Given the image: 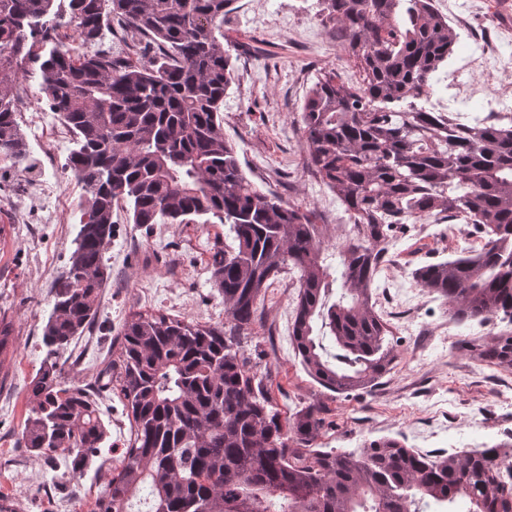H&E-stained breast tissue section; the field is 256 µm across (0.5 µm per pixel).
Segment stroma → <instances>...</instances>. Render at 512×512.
I'll list each match as a JSON object with an SVG mask.
<instances>
[{"instance_id":"stroma-1","label":"stroma","mask_w":512,"mask_h":512,"mask_svg":"<svg viewBox=\"0 0 512 512\" xmlns=\"http://www.w3.org/2000/svg\"><path fill=\"white\" fill-rule=\"evenodd\" d=\"M316 3L270 0L259 15L251 0H236L224 24V48L234 68L224 99V135L250 180L286 202L314 208L336 241L349 216L309 167L299 121L319 73L333 68L355 78L359 71L321 25ZM454 7L463 17L459 35L468 49L494 46L499 59H512V25L502 20L499 0H454ZM20 95L18 122L40 173L20 166L0 173V312L15 328L13 346L0 355V492L11 496L17 512H89L119 457L111 446L130 438L131 424L115 395L104 390L98 401L110 445L83 473L69 474L64 457L50 462L24 446L29 384L45 355L42 329L52 307L51 285L68 262L84 191L64 168L72 143L38 79L24 80ZM433 100L464 111L508 112L512 88L487 87L474 103L438 87ZM113 222L98 320L73 344V358L62 369L71 384L88 382L129 311L161 308L211 324L225 319L224 302L205 269L223 225L156 224L147 232L120 209ZM481 247L479 237L447 221L407 224L398 232L373 291L375 310L398 341L397 359L391 374L367 390L333 394L309 377L288 332L297 290L286 280L269 288L253 344L272 369L271 392L282 416L311 404L325 406L329 425L316 440L321 448L354 450L392 437L409 448L442 452L446 445L432 439L433 428H454L466 415L485 429L487 445L512 442V368L487 365L476 352L458 347L465 337L512 333V324L454 325L443 298L418 302L411 276L419 266L472 255Z\"/></svg>"}]
</instances>
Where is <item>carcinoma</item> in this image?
<instances>
[{
    "mask_svg": "<svg viewBox=\"0 0 512 512\" xmlns=\"http://www.w3.org/2000/svg\"><path fill=\"white\" fill-rule=\"evenodd\" d=\"M233 3L0 0V161L33 166L15 85L36 75L72 133L66 168L85 191L43 327L25 447L84 470L105 441L96 395L108 389L131 416L132 437L92 512H420L421 502L512 512L507 444L448 455L392 438L358 451L317 448L323 408L283 423L271 368L243 346L268 289L290 275L291 338L307 374L338 394L374 387L396 349L371 288L396 227L430 218L462 219L484 244L414 269L415 284L447 300L459 326L512 318V116L418 105L459 45L434 0H317L320 21L360 69L357 82L317 75L300 116L309 164L353 224L348 240L330 244L310 209L247 178L224 136ZM64 25L78 46L62 40ZM112 34L153 55L132 63L112 54L103 48ZM121 203L138 227L224 225L209 271L227 321L132 311L93 381L67 387L58 354L94 325ZM461 347L512 366L511 335Z\"/></svg>",
    "mask_w": 512,
    "mask_h": 512,
    "instance_id": "carcinoma-1",
    "label": "carcinoma"
}]
</instances>
